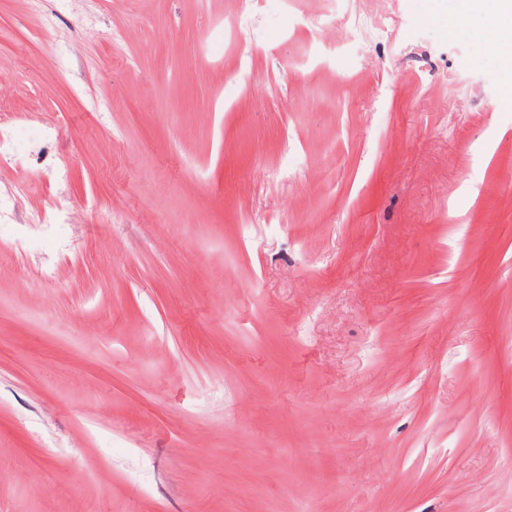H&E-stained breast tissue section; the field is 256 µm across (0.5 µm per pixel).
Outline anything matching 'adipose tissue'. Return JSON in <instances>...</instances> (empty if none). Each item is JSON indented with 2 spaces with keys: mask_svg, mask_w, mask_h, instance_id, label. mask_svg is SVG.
Here are the masks:
<instances>
[{
  "mask_svg": "<svg viewBox=\"0 0 512 512\" xmlns=\"http://www.w3.org/2000/svg\"><path fill=\"white\" fill-rule=\"evenodd\" d=\"M420 17L452 37L469 33L512 68V0H423Z\"/></svg>",
  "mask_w": 512,
  "mask_h": 512,
  "instance_id": "ef3b65f1",
  "label": "adipose tissue"
}]
</instances>
